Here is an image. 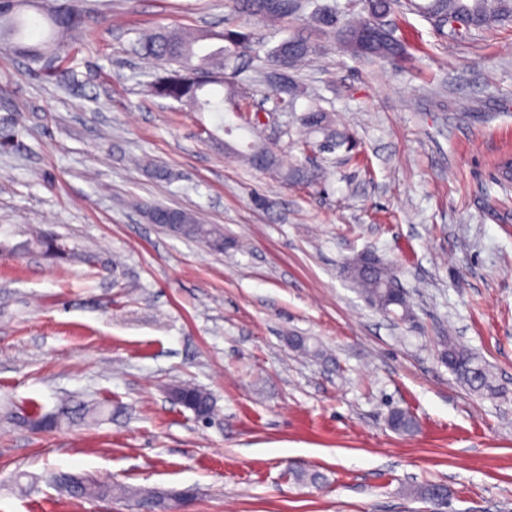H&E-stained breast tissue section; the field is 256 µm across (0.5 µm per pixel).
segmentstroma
I'll return each mask as SVG.
<instances>
[{
    "mask_svg": "<svg viewBox=\"0 0 512 512\" xmlns=\"http://www.w3.org/2000/svg\"><path fill=\"white\" fill-rule=\"evenodd\" d=\"M75 5L84 21L50 67L0 48V244L35 228L73 250L0 254V512H137L63 495L51 470L187 491V512H512V22L450 42L390 15L405 46L395 70L326 43L296 72V111L330 113L359 157L310 151L325 179L289 186L225 157L210 113L152 96L169 65L135 48L227 25L265 50L293 29L320 39L305 11L272 26L234 0ZM224 74L247 106L273 107L262 59ZM295 113L261 130L285 165L300 157ZM132 198L196 214L223 250L149 223ZM364 252L393 265L410 320L373 310L344 276ZM444 335L490 366L498 395L438 361ZM180 382L214 396L209 424L170 401ZM65 398L110 413L41 433L4 418ZM394 407L415 433L388 426ZM427 482L447 500L407 494Z\"/></svg>",
    "mask_w": 512,
    "mask_h": 512,
    "instance_id": "1",
    "label": "stroma"
}]
</instances>
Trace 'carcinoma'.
<instances>
[{
    "label": "carcinoma",
    "instance_id": "1",
    "mask_svg": "<svg viewBox=\"0 0 512 512\" xmlns=\"http://www.w3.org/2000/svg\"><path fill=\"white\" fill-rule=\"evenodd\" d=\"M361 13L352 19L345 12L316 5L310 19L325 30L339 47L350 56L368 63L392 66L404 54L405 48L393 32L384 28L385 19L401 7H406L431 21L436 31L448 38L458 36L459 31L451 27L450 19L462 22L463 29L487 31L506 20H512V0H360ZM239 9L253 17L276 22L297 8L311 5L309 0H237ZM30 6L39 11L49 27V37L36 44L25 43L28 20L23 17V8ZM83 15L67 4H48L44 0H0V46L22 48L32 63L57 57L63 38L81 24ZM217 39L224 45L205 55L195 52L194 46L203 40ZM145 55L178 64V68L156 79L150 85L152 95L171 99L190 107L195 112H213L220 120V129L230 136L237 129L255 134V139L240 152L246 161L260 170H274L285 183L305 184L319 178V170L297 162L286 169L279 167L271 148L258 136V124L225 121V113L239 115L240 101L244 99L240 88L224 80L214 69L215 63L236 57L254 49V37L245 28H227L217 34L187 36L176 32H158L141 44ZM323 46L314 42L302 30H295L278 45L266 52L265 62L277 67L283 58L291 59V70L299 63L322 52ZM276 92L284 96V104L293 109L297 100L304 96V89L296 79L276 86ZM300 132L298 144L307 148L311 137L321 134L319 151L332 153L340 148L350 152L355 148L352 138L343 131L332 128L330 116L316 106L309 107L298 118ZM177 232L192 238L205 240L216 250L224 249V235L213 225L201 224L188 212H183V223ZM23 248L37 250L44 256L64 259L70 250L54 236L39 233L25 242ZM346 277L359 290L367 304L380 313L390 312L398 319H408L411 305L405 293L389 288L394 282L393 271L388 263L370 253L362 254L344 266ZM438 354L441 361L456 378L474 393L495 391L491 374L483 361L470 349L450 337L439 341ZM169 395L177 404L191 411L194 416L211 417L214 400L211 394L191 384H177L169 388ZM106 413L99 402L83 403L76 407L62 405L50 414L41 412L37 402L25 407L23 423L36 430H52L63 421L77 419L85 424L99 421ZM388 424L396 432L411 434L417 429L416 419L406 410L391 409ZM56 485L74 498L92 499H136L137 504H151L158 512L169 508L168 498L150 490L130 489L120 484L103 483L81 475L73 481L65 473L56 474Z\"/></svg>",
    "mask_w": 512,
    "mask_h": 512
}]
</instances>
